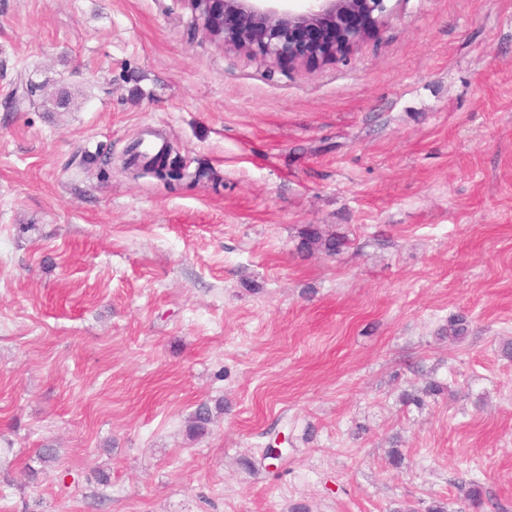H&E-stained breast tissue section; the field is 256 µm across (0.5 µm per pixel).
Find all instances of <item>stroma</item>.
I'll list each match as a JSON object with an SVG mask.
<instances>
[{"instance_id":"35a3bbf8","label":"stroma","mask_w":512,"mask_h":512,"mask_svg":"<svg viewBox=\"0 0 512 512\" xmlns=\"http://www.w3.org/2000/svg\"><path fill=\"white\" fill-rule=\"evenodd\" d=\"M511 343L512 0L304 61L186 0H0V512H512ZM343 246L342 239L336 236L325 237L318 228L311 227L303 233L301 248L311 251L314 248L322 249L324 252L334 255Z\"/></svg>"}]
</instances>
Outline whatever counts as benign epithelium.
Here are the masks:
<instances>
[{"label":"benign epithelium","instance_id":"1","mask_svg":"<svg viewBox=\"0 0 512 512\" xmlns=\"http://www.w3.org/2000/svg\"><path fill=\"white\" fill-rule=\"evenodd\" d=\"M389 0H223L224 16L211 15L214 0H188L198 24L226 49L256 47L276 60L321 57L349 52L388 10Z\"/></svg>","mask_w":512,"mask_h":512}]
</instances>
